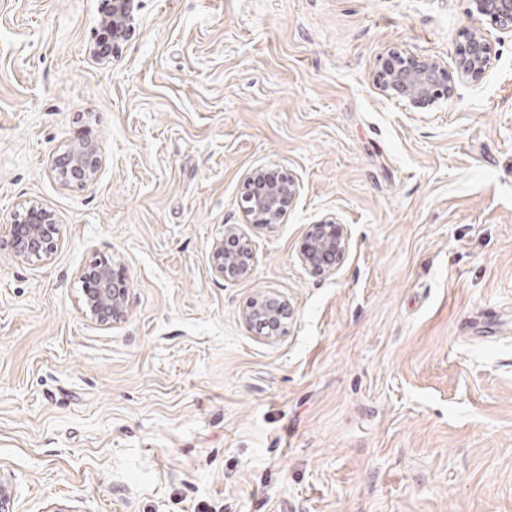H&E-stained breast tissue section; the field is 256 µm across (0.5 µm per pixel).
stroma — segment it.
<instances>
[{
	"label": "stroma",
	"instance_id": "stroma-1",
	"mask_svg": "<svg viewBox=\"0 0 512 512\" xmlns=\"http://www.w3.org/2000/svg\"><path fill=\"white\" fill-rule=\"evenodd\" d=\"M0 0V474L14 512H512V33L477 79L409 105L375 71L454 70L469 0ZM92 141L91 184L53 166ZM292 177L280 223L247 174ZM345 225L341 267L300 258ZM233 224L249 278L217 275ZM106 258L123 319L86 317ZM276 292L275 339L242 312ZM132 0H112L111 12L107 15L106 24L112 26V30L105 24L103 31L113 38L122 37L125 32L130 31L134 21L131 11ZM24 234H18V229ZM56 224L52 215L35 204L18 213L8 232L6 246L22 261L42 260L56 248ZM349 248L342 224H312L306 233L302 260L315 272H335Z\"/></svg>",
	"mask_w": 512,
	"mask_h": 512
}]
</instances>
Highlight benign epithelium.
<instances>
[{"label": "benign epithelium", "instance_id": "7a95c632", "mask_svg": "<svg viewBox=\"0 0 512 512\" xmlns=\"http://www.w3.org/2000/svg\"><path fill=\"white\" fill-rule=\"evenodd\" d=\"M132 0H112L111 12L106 23L112 26L115 38L131 30L134 21ZM473 16H489L500 29L512 31V0H472ZM492 60V46L488 36L479 28L470 29L469 40L456 60L459 78L480 77ZM453 77L441 64L431 58L406 62L391 67L376 77L379 90L385 95L398 97L417 105L439 94H451ZM101 165L96 147L90 142L80 143L69 149L63 160L55 163L56 170L67 183L81 186L95 180ZM297 193L293 179L262 180L256 170L247 176L243 202L245 210L260 217L266 225L277 224L287 203ZM56 224L52 215L32 204L17 214L8 232L6 246L22 261L41 260L56 248ZM349 248V238L341 224H313L306 233L302 260L315 272L336 271ZM215 271L223 277L245 279L252 274L251 255L247 248L224 250V239L215 242L212 252ZM80 279L85 284V315L101 323H116L126 312L128 287L115 277L112 265L106 261L95 262L82 269ZM290 316L288 303L272 292L260 294L243 312V318L256 333L268 340L279 336Z\"/></svg>", "mask_w": 512, "mask_h": 512}]
</instances>
